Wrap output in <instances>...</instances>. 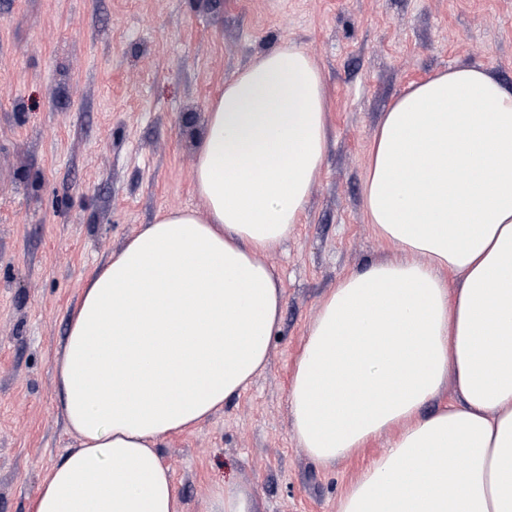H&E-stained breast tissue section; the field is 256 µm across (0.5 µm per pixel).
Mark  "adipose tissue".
<instances>
[{
    "label": "adipose tissue",
    "instance_id": "ef3b65f1",
    "mask_svg": "<svg viewBox=\"0 0 512 512\" xmlns=\"http://www.w3.org/2000/svg\"><path fill=\"white\" fill-rule=\"evenodd\" d=\"M327 144L304 46L225 81L193 166L203 212L164 210L83 287L54 367L77 444L29 512H181L158 447L264 369L283 294L263 257L299 224ZM363 206L398 256L323 298L293 435L327 466L392 433L339 512H512V90L474 66L410 84L379 123ZM449 378L453 403L424 413Z\"/></svg>",
    "mask_w": 512,
    "mask_h": 512
}]
</instances>
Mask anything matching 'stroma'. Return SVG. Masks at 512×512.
<instances>
[{"mask_svg": "<svg viewBox=\"0 0 512 512\" xmlns=\"http://www.w3.org/2000/svg\"><path fill=\"white\" fill-rule=\"evenodd\" d=\"M326 83L328 150L305 216L266 255L283 290L264 370L159 447L182 512L235 484L255 512H338L389 435L328 468L294 439L290 381L322 299L394 258L362 205L381 115L411 83L479 66L512 89V0H0V512L74 445L54 362L94 269L166 207L202 209L209 102L284 42Z\"/></svg>", "mask_w": 512, "mask_h": 512, "instance_id": "35a3bbf8", "label": "stroma"}]
</instances>
